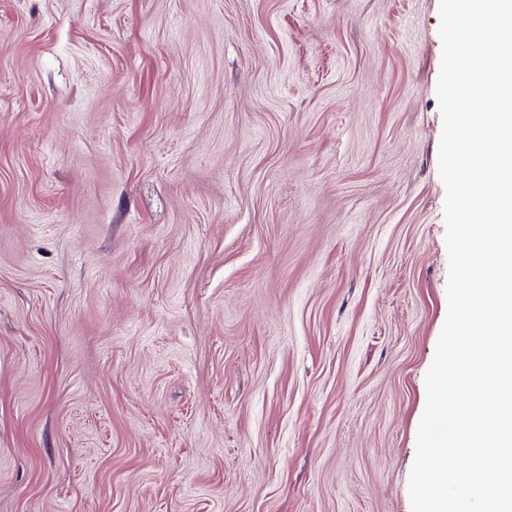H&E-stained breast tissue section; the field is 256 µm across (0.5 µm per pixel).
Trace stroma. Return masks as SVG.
<instances>
[{
	"label": "stroma",
	"mask_w": 512,
	"mask_h": 512,
	"mask_svg": "<svg viewBox=\"0 0 512 512\" xmlns=\"http://www.w3.org/2000/svg\"><path fill=\"white\" fill-rule=\"evenodd\" d=\"M439 27L0 0V512H411Z\"/></svg>",
	"instance_id": "35a3bbf8"
}]
</instances>
